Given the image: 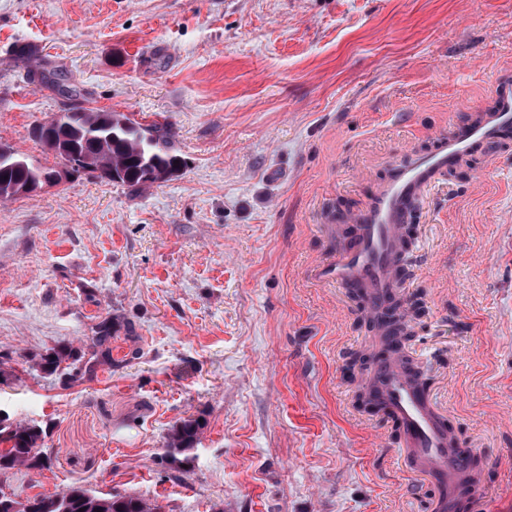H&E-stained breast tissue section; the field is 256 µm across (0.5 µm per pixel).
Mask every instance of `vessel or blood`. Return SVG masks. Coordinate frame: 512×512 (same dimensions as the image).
I'll return each instance as SVG.
<instances>
[{"label":"vessel or blood","mask_w":512,"mask_h":512,"mask_svg":"<svg viewBox=\"0 0 512 512\" xmlns=\"http://www.w3.org/2000/svg\"><path fill=\"white\" fill-rule=\"evenodd\" d=\"M512 128V83H497L494 106L466 125L438 138L425 152L392 163L386 178L374 186L367 202L349 217L354 233L336 253L311 270L314 281L364 298L366 314H374L396 289L394 267L401 258V226L407 212L423 198L437 177L457 166L478 148ZM382 413L398 434L403 465L421 485L431 489L432 512H476L483 486L471 457L448 450L449 421L408 370L396 359L376 362L364 381Z\"/></svg>","instance_id":"obj_1"}]
</instances>
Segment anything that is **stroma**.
Instances as JSON below:
<instances>
[{
	"instance_id": "1",
	"label": "stroma",
	"mask_w": 512,
	"mask_h": 512,
	"mask_svg": "<svg viewBox=\"0 0 512 512\" xmlns=\"http://www.w3.org/2000/svg\"><path fill=\"white\" fill-rule=\"evenodd\" d=\"M501 79L512 0H0V143L62 174L0 200V414L42 427L50 458L0 489L427 512L395 432L359 407L363 304L308 268L343 243L328 214L363 207ZM77 104L170 122L182 171L142 188L71 171L34 131ZM405 269L423 306L408 351L482 469V512H512V137L418 202ZM63 346L81 360L43 370ZM194 418L173 469L165 437ZM201 426L197 419H185L176 423L166 437V458L176 466L189 459L191 451L198 442Z\"/></svg>"
}]
</instances>
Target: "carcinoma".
Returning <instances> with one entry per match:
<instances>
[{"instance_id": "carcinoma-1", "label": "carcinoma", "mask_w": 512, "mask_h": 512, "mask_svg": "<svg viewBox=\"0 0 512 512\" xmlns=\"http://www.w3.org/2000/svg\"><path fill=\"white\" fill-rule=\"evenodd\" d=\"M81 117L75 124L73 146L54 147L43 142L47 151L71 164L77 171H84L92 177L111 181L109 171L121 169L124 177L121 183L130 187H146L156 183L148 177V169L170 166L184 160L174 148L173 131L170 125L154 123L144 126L140 123H122L125 115L117 112H97L80 109ZM30 179V173L16 169L0 172V182L7 181L6 187H22ZM387 314L392 318L396 334L402 339L409 336V323L417 314V307L398 295L389 298ZM78 355L70 347L54 351L42 358V365L49 370ZM374 359L372 353L355 356L350 370L365 377L370 373ZM201 426L196 419H185L173 425L166 437V458L173 466H179L189 459L198 442ZM46 437L38 425L0 423V472L19 469L42 468L47 457L41 448ZM35 512H161V506L139 496L130 494L102 493L82 485H71L54 495H36Z\"/></svg>"}]
</instances>
